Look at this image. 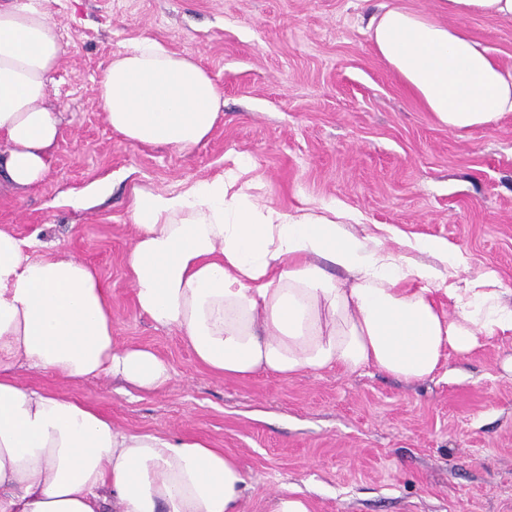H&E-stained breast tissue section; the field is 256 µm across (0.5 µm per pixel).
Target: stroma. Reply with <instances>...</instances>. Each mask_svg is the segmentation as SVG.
<instances>
[{"label":"stroma","mask_w":512,"mask_h":512,"mask_svg":"<svg viewBox=\"0 0 512 512\" xmlns=\"http://www.w3.org/2000/svg\"><path fill=\"white\" fill-rule=\"evenodd\" d=\"M393 3L448 19L439 0H44L65 45L48 100L62 135L36 190L0 193V226L92 266L115 342L152 349L172 379L142 392L21 367L22 385L128 432L224 449L246 476L244 512H271L288 487L311 512H512V335L449 353L424 382L374 368L232 379L141 313L126 273L136 188L179 191L246 157L277 208L332 202L370 234L448 239L465 259L457 284L492 270L512 302V112L466 131L441 124L370 40V18ZM460 24L512 69V19ZM143 37L196 60L223 94L220 121L192 150L130 144L97 102L113 54Z\"/></svg>","instance_id":"35a3bbf8"}]
</instances>
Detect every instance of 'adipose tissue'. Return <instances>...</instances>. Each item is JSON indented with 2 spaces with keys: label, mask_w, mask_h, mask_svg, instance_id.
<instances>
[{
  "label": "adipose tissue",
  "mask_w": 512,
  "mask_h": 512,
  "mask_svg": "<svg viewBox=\"0 0 512 512\" xmlns=\"http://www.w3.org/2000/svg\"><path fill=\"white\" fill-rule=\"evenodd\" d=\"M440 5L455 24L388 9L371 22L374 47L449 130L491 124L512 112V70L458 21L512 19V0ZM64 52L41 0H0V179L21 192L43 182L60 136L44 101ZM95 92L129 143L178 151L201 144L224 107L206 70L152 38L113 55ZM248 171L241 161L180 191H134L127 274L137 305L211 372L289 379L377 368L423 382L445 351L464 355L512 333L494 272L449 282L462 258L447 239L405 238L391 251L338 222L335 205L274 207ZM37 244L0 227V512H244L246 477L223 449L127 432L85 403L17 382L19 367L72 382L115 376L146 391L171 378L151 350L115 343L100 275ZM440 292L454 315L440 309Z\"/></svg>",
  "instance_id": "1"
}]
</instances>
